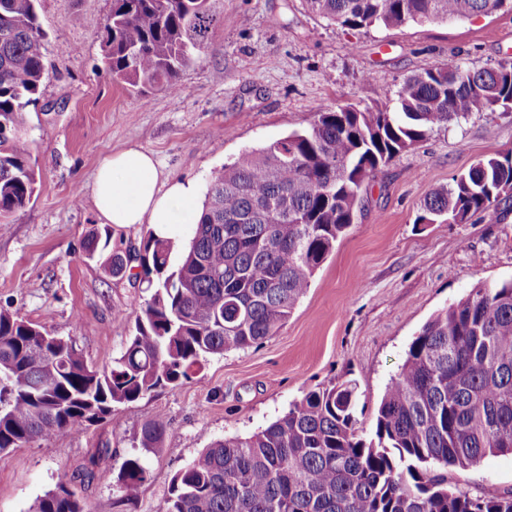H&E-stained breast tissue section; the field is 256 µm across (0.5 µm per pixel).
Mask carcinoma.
I'll return each instance as SVG.
<instances>
[{"mask_svg":"<svg viewBox=\"0 0 512 512\" xmlns=\"http://www.w3.org/2000/svg\"><path fill=\"white\" fill-rule=\"evenodd\" d=\"M37 0H0V224L31 200L27 126L47 77ZM348 30L401 27L512 9V0H304ZM216 22L211 0H112L102 62L135 89H179ZM512 112V59L469 69L433 63L403 79L394 106L347 104L244 151L210 180L180 254L144 238L133 260L151 291L123 355L88 364L76 341L0 311V452L112 420L116 404L175 388L208 357L276 335L361 207L365 183L396 155L471 115ZM512 196V151L485 157L424 201L421 219L499 216ZM110 235L90 234L102 259ZM355 386L311 389L247 437L217 440L172 478L162 512H512V491L473 494L448 481L488 454L512 453V281L476 287L413 339L377 409L374 438L354 418ZM167 427L146 421L158 453ZM145 481L123 461L119 505ZM35 512H84L67 477Z\"/></svg>","mask_w":512,"mask_h":512,"instance_id":"carcinoma-1","label":"carcinoma"}]
</instances>
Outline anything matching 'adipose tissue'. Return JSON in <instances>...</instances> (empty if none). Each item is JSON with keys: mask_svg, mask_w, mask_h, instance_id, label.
Masks as SVG:
<instances>
[{"mask_svg": "<svg viewBox=\"0 0 512 512\" xmlns=\"http://www.w3.org/2000/svg\"><path fill=\"white\" fill-rule=\"evenodd\" d=\"M199 194L196 182L164 177L155 156L136 147L104 158L91 185L103 223L146 224L155 236L174 241L188 237L196 224Z\"/></svg>", "mask_w": 512, "mask_h": 512, "instance_id": "ef3b65f1", "label": "adipose tissue"}]
</instances>
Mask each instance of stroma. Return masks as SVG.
I'll list each match as a JSON object with an SVG mask.
<instances>
[{
	"mask_svg": "<svg viewBox=\"0 0 512 512\" xmlns=\"http://www.w3.org/2000/svg\"><path fill=\"white\" fill-rule=\"evenodd\" d=\"M112 0H38L49 77L27 114L36 191L0 225V311L75 339L111 366L149 294L87 260L102 227L90 189L106 156L151 151L165 176L208 186L213 172L320 110L392 96L406 76L455 58L488 67L512 57V12L402 28L347 30L301 0H216L218 22L175 92L139 96L101 64L100 21ZM512 150V114L487 112L432 133L362 189L363 206L287 323L263 343L213 356L177 388L113 407L111 421L0 452V512H33L68 477L86 512H121L117 475L140 454L146 480L130 512H160L173 475L210 442L260 431L303 391L351 382L359 435L425 322L470 289L512 280V199L498 219L421 222L423 203L477 160ZM163 422L162 452H141V424ZM459 487L512 489V455H490Z\"/></svg>",
	"mask_w": 512,
	"mask_h": 512,
	"instance_id": "1",
	"label": "stroma"
}]
</instances>
